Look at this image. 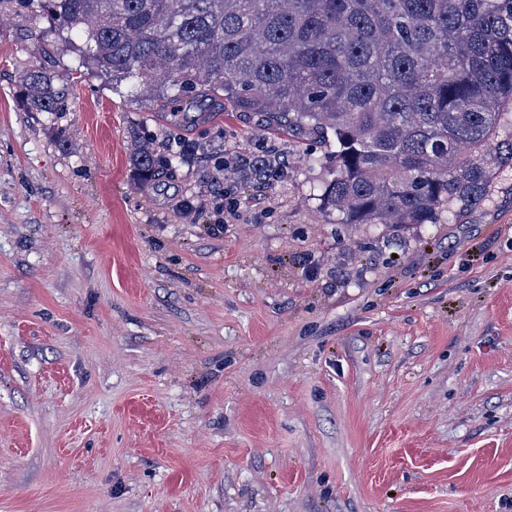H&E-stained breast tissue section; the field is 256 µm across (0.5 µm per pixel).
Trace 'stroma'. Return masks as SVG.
<instances>
[{
  "label": "stroma",
  "instance_id": "obj_1",
  "mask_svg": "<svg viewBox=\"0 0 512 512\" xmlns=\"http://www.w3.org/2000/svg\"><path fill=\"white\" fill-rule=\"evenodd\" d=\"M137 126L285 174L144 184ZM329 150L241 112L169 125L0 0V512H512V163L396 229L322 211ZM22 86L26 99L35 112H46L53 116L64 111L65 89L57 83L54 75L43 68L30 70L23 77Z\"/></svg>",
  "mask_w": 512,
  "mask_h": 512
}]
</instances>
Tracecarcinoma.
Wrapping results in <instances>:
<instances>
[{
    "instance_id": "cac0c4a2",
    "label": "carcinoma",
    "mask_w": 512,
    "mask_h": 512,
    "mask_svg": "<svg viewBox=\"0 0 512 512\" xmlns=\"http://www.w3.org/2000/svg\"><path fill=\"white\" fill-rule=\"evenodd\" d=\"M79 33L82 67L116 90L136 81L173 124L221 99L274 126L336 142L322 209L340 224H435L485 197L512 161L499 139L512 110V0H16ZM37 112L64 111L65 89L42 68L22 79ZM146 183L222 149L162 150L129 131Z\"/></svg>"
}]
</instances>
